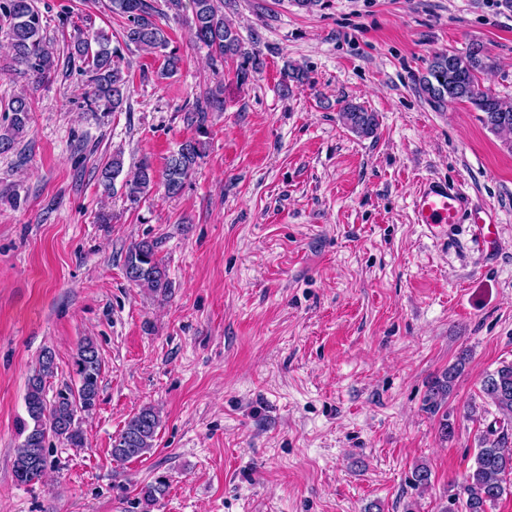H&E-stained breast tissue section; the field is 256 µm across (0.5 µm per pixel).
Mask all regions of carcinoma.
<instances>
[{"label": "carcinoma", "mask_w": 512, "mask_h": 512, "mask_svg": "<svg viewBox=\"0 0 512 512\" xmlns=\"http://www.w3.org/2000/svg\"><path fill=\"white\" fill-rule=\"evenodd\" d=\"M165 9L156 6L153 0H110V10L126 19L125 44H135L146 50H165L169 45L167 32L160 24V15H182L191 7L189 26L196 43L207 47L212 64L217 66L227 58L241 59L238 78L245 81L250 73L258 70L259 58L243 48L238 33L224 19V0H163ZM4 30L11 50V70L31 81L37 87L52 79L58 64L44 35L45 24L41 11L33 0H0V30ZM78 59L84 65L89 78L86 92L88 111L97 113L117 112L126 100L127 84L120 66L122 51L111 46L109 38L95 35L78 39L69 52V60ZM495 61L484 54L479 46L466 52L439 53L428 62L426 72L419 78V87L427 100L441 109L450 102H467L484 113L483 121L491 131L512 139V105H507L481 85V75L492 70ZM287 83L283 92H288V83L299 86L309 81L306 70L289 64L284 70ZM198 128H203L208 113L224 111L223 90L219 87L203 97L185 105ZM7 111L11 112L8 124L0 132V154L15 148L18 137L29 128L32 104L28 95L17 94L10 100ZM343 123L352 132L368 137L377 129L375 113L360 104L348 102L340 112ZM202 155V142L188 139L171 153L162 174H157L153 163L145 158L136 172L123 181L124 196L132 203L140 202L157 185H162L169 196L180 194L192 174L197 160ZM123 169L122 155H112V162L101 171L100 184L105 194L115 189V181ZM157 244L141 241L129 248L124 262L125 275L135 285L154 292H166L170 287L166 272L156 256ZM78 385L67 386L47 399V379L54 374V356L45 351L39 368L28 380L25 405L32 426L25 428L27 434L16 448L13 475L20 484L30 483V476L42 479L47 467L46 442L48 437L64 439L73 448L85 444L80 426L83 416L90 414L99 400L101 359L95 343L83 340L74 361ZM461 367L454 365L437 378L425 399L427 409L436 414L447 404L454 379ZM485 399L493 405L499 417L498 427H489L476 449L475 461L462 483L453 494L461 503L462 512H488V509L503 495L512 494V363L504 364L488 374L481 384ZM442 413V412H440ZM160 427L158 412L144 406L125 422L121 432L112 442V459L126 462L136 460L149 453L155 446ZM443 437L452 434L448 423V412L440 420Z\"/></svg>", "instance_id": "carcinoma-1"}]
</instances>
